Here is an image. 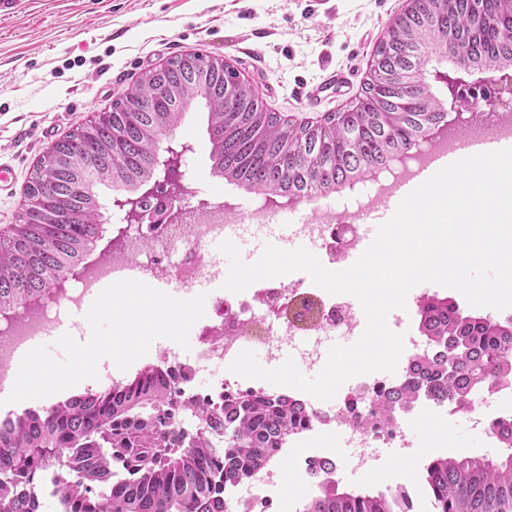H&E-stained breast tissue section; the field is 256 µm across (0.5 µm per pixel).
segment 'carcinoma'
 Masks as SVG:
<instances>
[{
  "mask_svg": "<svg viewBox=\"0 0 512 512\" xmlns=\"http://www.w3.org/2000/svg\"><path fill=\"white\" fill-rule=\"evenodd\" d=\"M512 0H415L411 16L381 41L378 84L345 115L319 127L287 126L249 88L202 84L181 57L167 61L164 87L143 73L112 104L106 125L90 123L64 139L70 153L44 155L26 186L46 206L0 228V314L15 313L74 277L103 235L93 187L152 182L161 136L201 100L208 109L213 169L256 193L280 198L327 194L387 168L432 128L448 125L425 82L409 87L438 34L457 37L460 57L478 68L512 63ZM147 104L142 112L128 103ZM419 326L428 349L409 362L397 388L351 414L364 431L390 424L422 398L463 411L476 395L512 381V320L465 315L431 296ZM188 377L148 371L126 390L76 394L0 421V512H29L26 485L38 472L69 477L72 512H224L221 495L279 458L278 448L306 422L284 394L249 391L215 403L178 387ZM510 452L498 457L436 456L422 472L432 512H512V422L499 425ZM299 512H415L408 493L343 489L323 478Z\"/></svg>",
  "mask_w": 512,
  "mask_h": 512,
  "instance_id": "1",
  "label": "carcinoma"
}]
</instances>
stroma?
Instances as JSON below:
<instances>
[{"mask_svg": "<svg viewBox=\"0 0 512 512\" xmlns=\"http://www.w3.org/2000/svg\"><path fill=\"white\" fill-rule=\"evenodd\" d=\"M407 0H30L0 17V150L14 179L0 193V227L18 223L37 161L58 141L110 110L139 76L169 58L226 59L267 111L314 118L363 95L374 50ZM348 82L309 93L333 71ZM174 139L191 144L182 164L189 205L233 204L249 215L256 198L212 167L207 113L191 107ZM467 416L451 424L445 453L496 457L471 436Z\"/></svg>", "mask_w": 512, "mask_h": 512, "instance_id": "obj_1", "label": "stroma"}]
</instances>
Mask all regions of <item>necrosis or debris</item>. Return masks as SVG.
<instances>
[{
    "instance_id": "obj_1",
    "label": "necrosis or debris",
    "mask_w": 512,
    "mask_h": 512,
    "mask_svg": "<svg viewBox=\"0 0 512 512\" xmlns=\"http://www.w3.org/2000/svg\"><path fill=\"white\" fill-rule=\"evenodd\" d=\"M277 217L276 211L261 203L251 211L246 224L237 212L227 207L210 212L202 224H165L156 229L145 224L135 225L126 237L125 252L95 258L87 272L75 278L63 295L44 298L33 313L0 327V387L13 378L12 366L19 350L31 345L37 337L51 335L58 327L60 309H82L102 282L118 280L120 266L137 265L140 281L148 284L172 281L181 292L192 294L197 285L225 277L223 266L210 253L212 243L240 239L249 232L250 222L273 223ZM349 218L348 212L323 208L316 223L296 225L294 236L308 244L326 268L336 271L342 269L344 256L356 250L360 238V225L350 223ZM147 236L151 237L153 247L145 253L140 242ZM310 285V280L292 272L258 281L239 294L223 289L210 293L205 315L193 327L197 337L193 356L157 347L148 359L128 370H108L104 378L94 382L91 391L96 395L111 393L151 366L190 372L198 361L218 359L231 363L252 341L253 328L258 323L267 329L263 345L271 365L280 366L285 351L289 350L298 366L322 369L327 362L325 344L338 339L347 344L359 339L366 319L359 301L352 295L324 294L322 320L314 336L304 340L300 347L289 348L287 338L293 330L288 322L280 320V311L285 301ZM424 348L419 332L408 330L395 373L375 372L352 377L329 401L298 395V402L308 412V422L292 436L291 443L304 449L305 454L300 470L290 480L312 488L340 459L353 471L373 480L379 474V449H396L404 458L420 456L421 448L411 438L412 414H399L393 425L365 433L350 421L349 407L355 390H362L369 399L392 389L397 375L405 373L409 359ZM469 417L488 440H495L497 424L512 421V383L496 385L485 396L483 404L470 411ZM286 480L277 464L260 469L247 478L245 495L235 498V512H274L276 504L287 493Z\"/></svg>"
}]
</instances>
